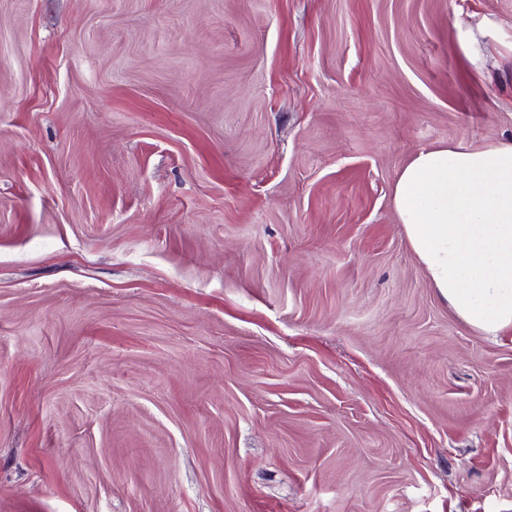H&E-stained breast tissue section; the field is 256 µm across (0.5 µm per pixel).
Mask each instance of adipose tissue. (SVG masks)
<instances>
[{"label": "adipose tissue", "instance_id": "obj_1", "mask_svg": "<svg viewBox=\"0 0 512 512\" xmlns=\"http://www.w3.org/2000/svg\"><path fill=\"white\" fill-rule=\"evenodd\" d=\"M430 285L488 336L512 330V139L418 152L393 189Z\"/></svg>", "mask_w": 512, "mask_h": 512}]
</instances>
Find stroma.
<instances>
[{
	"instance_id": "1",
	"label": "stroma",
	"mask_w": 512,
	"mask_h": 512,
	"mask_svg": "<svg viewBox=\"0 0 512 512\" xmlns=\"http://www.w3.org/2000/svg\"><path fill=\"white\" fill-rule=\"evenodd\" d=\"M508 138L512 0H0V512H512L392 202Z\"/></svg>"
}]
</instances>
